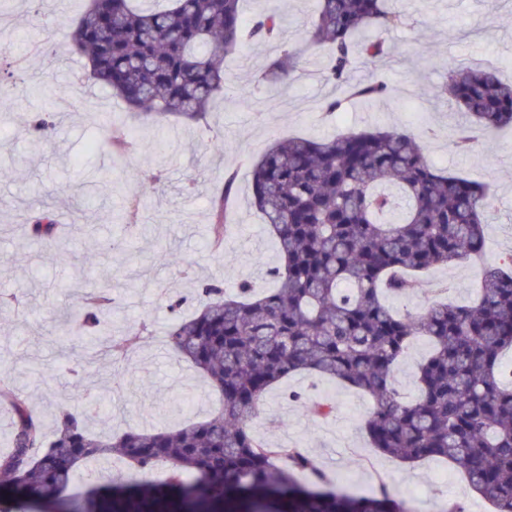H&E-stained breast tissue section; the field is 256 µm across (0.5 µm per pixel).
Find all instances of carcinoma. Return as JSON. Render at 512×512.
Segmentation results:
<instances>
[{"label":"carcinoma","instance_id":"cac0c4a2","mask_svg":"<svg viewBox=\"0 0 512 512\" xmlns=\"http://www.w3.org/2000/svg\"><path fill=\"white\" fill-rule=\"evenodd\" d=\"M88 0L66 34L85 57L87 79L121 99L134 115L160 125L199 121L224 90V57L252 42H275L285 18L276 11L243 20L241 0ZM308 41L324 46L325 79L361 100L388 93L379 79L352 84L360 63L384 52L382 35L404 22L389 0H316ZM298 53L286 50L266 66L272 86L291 79ZM441 92L472 118L457 132L469 149L475 129L512 126V82L492 64L450 69ZM57 113L43 110L32 128L46 138ZM112 147L132 146L112 127ZM253 200L278 245L269 269L275 287L256 295L242 281L234 296L201 284L205 304L177 319L167 338L173 355L190 364L218 393L210 416L176 430L130 429L97 435L88 421L98 403L77 411L62 404L47 435L21 384L0 378L9 407L12 448L0 454V494L16 496L23 512L65 506L73 468L114 455L147 473L171 465L158 495L117 487L107 497L92 487L84 512H409L383 489L350 491L299 448L274 446L252 429L269 390L294 373L315 374L367 394L364 430L372 447L402 462L434 458L456 465L496 512H512V272L485 261L489 190L437 170L424 158L420 133L372 130L276 141L254 164ZM235 194L229 175L213 200L212 244L224 241V217ZM38 240L56 236L53 214L32 228ZM453 261L482 267L476 300L432 302L412 316L394 312L383 293L400 295L418 275ZM107 290L87 288L78 309L57 316V332L89 353L124 352L139 328L121 341L100 328L95 310ZM430 344L418 366L417 395L405 398L395 372L409 343Z\"/></svg>","mask_w":512,"mask_h":512}]
</instances>
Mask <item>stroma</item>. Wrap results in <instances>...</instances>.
Segmentation results:
<instances>
[{
  "mask_svg": "<svg viewBox=\"0 0 512 512\" xmlns=\"http://www.w3.org/2000/svg\"><path fill=\"white\" fill-rule=\"evenodd\" d=\"M81 3L9 0L5 19L7 43L26 74L0 83V376L26 383L46 429H53L60 402H79L72 391L78 377L91 392L107 394L93 423L99 432L174 429L206 419L214 395L166 344L168 300L183 298L181 312L188 315L201 301V283L222 282L229 293L243 279L260 290L270 287L277 245L252 204L251 163L279 139L423 128L430 163L491 189L494 204L485 229L490 264L512 255V129L481 133L474 151L457 152L453 131L470 117L437 94L449 68L460 63H492L512 79V0H400L407 20L386 34L387 56L358 65L352 74L356 83L385 80L388 95L333 116L323 112V103L344 91L323 78L324 48L306 45L316 0H244L245 18L271 8L286 16L281 41L252 43L225 60L224 91L202 121L160 127L138 122L102 87L76 82L83 60L70 50L66 33ZM285 49L300 51L299 69L288 85L267 86L261 75ZM39 85L73 105L47 142L28 130L41 110L34 92ZM112 123L134 127L139 149H111L106 131ZM216 136L224 141L223 151H207ZM101 168L111 169V181L98 179ZM154 173L160 182L129 212L137 176ZM229 174L235 177V200L224 249L216 254L209 248L211 200ZM47 209L59 220L58 239L72 243L74 262L60 263L31 235ZM477 281L474 267L454 262L429 270L413 291L387 296L386 303L399 313L419 314L439 288L443 300L464 304L474 298ZM90 284L111 295L113 335L145 321L152 336L126 360L102 358L75 376L62 369L72 354L53 330L57 312L77 305ZM46 365L53 366L52 376L31 375V368ZM290 389L305 392V399L288 401ZM316 401L332 405V414H315ZM370 408L354 389L297 373L270 390L253 429L267 443L310 454L324 472L350 486L385 485L392 499L416 501L418 512H441L450 502L464 505L465 512H493L452 465L404 463L372 448L362 428ZM74 474L76 492L89 474L104 490L120 484L141 488L156 479L112 461L78 464Z\"/></svg>",
  "mask_w": 512,
  "mask_h": 512,
  "instance_id": "35a3bbf8",
  "label": "stroma"
}]
</instances>
